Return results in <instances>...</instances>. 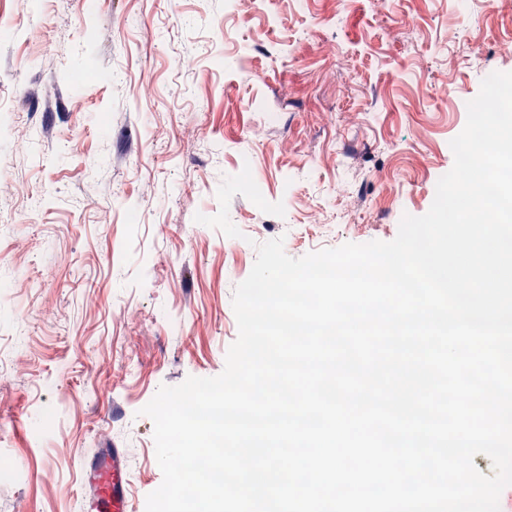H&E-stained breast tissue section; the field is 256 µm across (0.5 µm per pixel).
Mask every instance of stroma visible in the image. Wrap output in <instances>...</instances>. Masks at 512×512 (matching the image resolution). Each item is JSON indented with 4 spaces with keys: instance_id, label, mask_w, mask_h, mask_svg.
<instances>
[{
    "instance_id": "obj_1",
    "label": "stroma",
    "mask_w": 512,
    "mask_h": 512,
    "mask_svg": "<svg viewBox=\"0 0 512 512\" xmlns=\"http://www.w3.org/2000/svg\"><path fill=\"white\" fill-rule=\"evenodd\" d=\"M508 40L499 0H0V512H80L100 448L146 512L141 410L223 371L257 244L299 258L424 215ZM245 162L285 214L235 195L229 251L194 216Z\"/></svg>"
}]
</instances>
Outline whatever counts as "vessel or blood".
Here are the masks:
<instances>
[{
    "instance_id": "obj_1",
    "label": "vessel or blood",
    "mask_w": 512,
    "mask_h": 512,
    "mask_svg": "<svg viewBox=\"0 0 512 512\" xmlns=\"http://www.w3.org/2000/svg\"><path fill=\"white\" fill-rule=\"evenodd\" d=\"M83 475L90 493L83 501L82 512H132L120 449L100 450L85 465Z\"/></svg>"
}]
</instances>
